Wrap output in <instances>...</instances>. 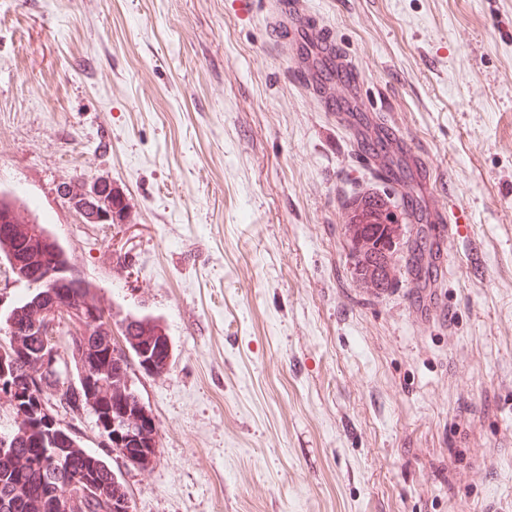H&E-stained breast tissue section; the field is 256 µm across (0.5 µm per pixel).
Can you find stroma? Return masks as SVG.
<instances>
[{
	"label": "stroma",
	"mask_w": 512,
	"mask_h": 512,
	"mask_svg": "<svg viewBox=\"0 0 512 512\" xmlns=\"http://www.w3.org/2000/svg\"><path fill=\"white\" fill-rule=\"evenodd\" d=\"M412 138L461 230L410 300L426 198L381 180L293 72L275 0H0V190L120 323L168 338L130 371L160 462L133 512H512V0H303ZM121 199L90 224L73 196ZM415 201L377 292L343 215ZM416 297L418 298L417 300L414 299L412 305L414 313L419 320L433 321L437 319L439 321H446V311L438 306L433 296L429 297L426 301L423 295Z\"/></svg>",
	"instance_id": "1"
}]
</instances>
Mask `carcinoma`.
<instances>
[{"instance_id": "obj_1", "label": "carcinoma", "mask_w": 512, "mask_h": 512, "mask_svg": "<svg viewBox=\"0 0 512 512\" xmlns=\"http://www.w3.org/2000/svg\"><path fill=\"white\" fill-rule=\"evenodd\" d=\"M386 202L379 197L364 201L361 211L363 219H352L349 224V244L356 258L355 272L358 278L376 288L388 287L395 269L391 255L396 249L399 225L381 221L382 216L392 217L384 212ZM67 293L75 301L94 297L96 289L82 276L67 282ZM123 338L129 354H113L107 345L96 341L87 342L86 352L102 363L103 372L112 376V403L104 409L93 410L96 420L113 419L123 422V415L132 413L141 404L136 386H127L130 380L131 361L136 359L146 371H164L168 364L171 349L167 336L157 324L146 317L126 318L121 323ZM74 336L65 329L56 337L25 336L21 339L24 355L13 359L18 391L30 396L38 391L57 388V383L67 379L70 372L78 371V364L70 352ZM58 352L55 368L43 377H33L27 369V361L35 358L44 347ZM88 405L85 394L80 390H63L48 409L55 415L59 411L77 413ZM56 433L66 444L60 449L46 437L40 429L30 430L18 438L15 454L30 457L34 466L23 480L14 476L13 455L0 454V512H24L26 496L23 486L36 482L42 489L46 512H54V504L59 489L70 480V473L78 472L85 479L87 492L79 505V512H121L130 502L124 483L115 476L110 460L120 458L140 467L147 466L155 456L153 429L146 428L132 435L120 448H107L103 456L86 454L76 436L66 427H57Z\"/></svg>"}]
</instances>
